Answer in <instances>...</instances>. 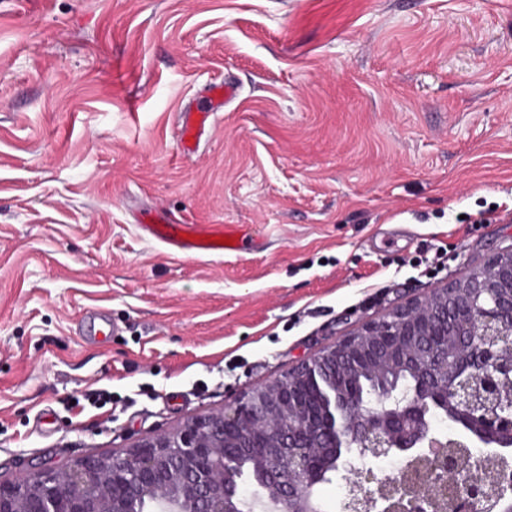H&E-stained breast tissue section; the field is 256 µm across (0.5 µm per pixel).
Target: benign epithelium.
<instances>
[{
    "label": "benign epithelium",
    "mask_w": 512,
    "mask_h": 512,
    "mask_svg": "<svg viewBox=\"0 0 512 512\" xmlns=\"http://www.w3.org/2000/svg\"><path fill=\"white\" fill-rule=\"evenodd\" d=\"M387 379L371 396L351 369ZM445 412L463 433L437 435ZM357 457L327 461L337 443ZM512 447V246L243 392L224 409L106 455L0 480V512H318L316 485L336 473L342 512H512L501 474L471 458ZM403 455L380 480L370 458ZM242 459L249 475L227 467Z\"/></svg>",
    "instance_id": "obj_1"
}]
</instances>
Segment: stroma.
<instances>
[{"instance_id":"1","label":"stroma","mask_w":512,"mask_h":512,"mask_svg":"<svg viewBox=\"0 0 512 512\" xmlns=\"http://www.w3.org/2000/svg\"><path fill=\"white\" fill-rule=\"evenodd\" d=\"M155 206L260 242L170 255ZM511 244L512 0H0L1 479L220 410ZM239 96L240 88L233 81L224 80L211 87L205 106L180 109L177 120V141L183 158H189L197 152L209 119L234 103ZM187 137H190V141H187Z\"/></svg>"}]
</instances>
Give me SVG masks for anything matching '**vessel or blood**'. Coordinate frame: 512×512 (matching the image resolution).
Listing matches in <instances>:
<instances>
[{"mask_svg":"<svg viewBox=\"0 0 512 512\" xmlns=\"http://www.w3.org/2000/svg\"><path fill=\"white\" fill-rule=\"evenodd\" d=\"M239 96V87L228 80L211 87L205 106L180 109L177 141L182 157L188 158L197 152L209 119L234 103ZM144 218L143 232L177 255L213 256L239 253L249 249L253 242L251 227L247 224H188L160 207L146 212ZM220 236L235 238V245L217 244L216 239Z\"/></svg>","mask_w":512,"mask_h":512,"instance_id":"1","label":"vessel or blood"}]
</instances>
